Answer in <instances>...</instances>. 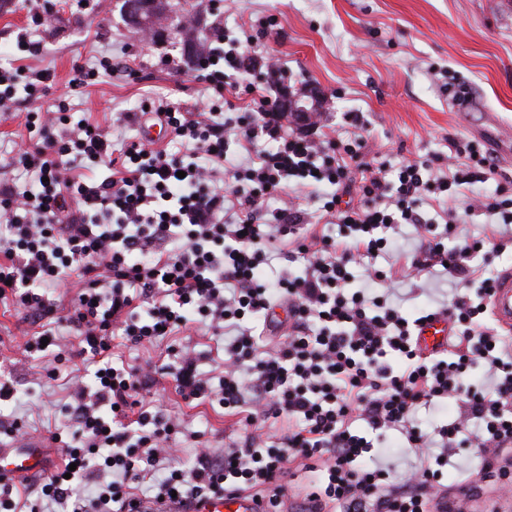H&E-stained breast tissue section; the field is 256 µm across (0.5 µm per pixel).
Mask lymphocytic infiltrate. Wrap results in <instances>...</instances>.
Wrapping results in <instances>:
<instances>
[{
  "instance_id": "1",
  "label": "lymphocytic infiltrate",
  "mask_w": 512,
  "mask_h": 512,
  "mask_svg": "<svg viewBox=\"0 0 512 512\" xmlns=\"http://www.w3.org/2000/svg\"><path fill=\"white\" fill-rule=\"evenodd\" d=\"M199 60L219 96L231 87L230 73L242 70L234 47L206 49ZM279 109V99L259 96L251 110L262 123L238 122L249 151L241 172L224 166L228 141L215 105L198 118L148 108L150 119L184 140L180 156L140 141L113 150L111 128L73 119L62 99L29 113L18 160L33 189L0 184V299L44 325L26 353L48 357L62 343V328L78 339L70 360L99 371L93 388L75 385L70 423L49 437L60 461L36 486L45 512H137L142 503L200 501L227 489L278 512L301 472L314 474L306 496L323 512H428L444 489V469L463 468L462 448L475 449L483 478L500 476L512 454V339L484 318L496 278L486 270L482 242L455 239L450 221L436 235L419 208L424 194L450 195L460 184L497 177V198H473L468 210L508 226L512 177L499 174L476 142L452 138L447 172L425 160L386 181L372 168L359 187L363 205L344 208L340 193L363 159L362 136L340 143L291 138L266 119ZM264 137L278 149L254 151ZM102 162L107 177L84 178L83 169ZM241 177L252 184L248 192L234 185ZM320 184L333 189L323 210L340 226L335 237L296 204ZM404 224L416 228L418 246L401 252L400 267L376 268L373 258ZM274 257L293 268L273 291L255 272ZM442 275L463 290L442 308L453 325L450 351L426 356L416 322L396 298L402 279ZM71 281L78 292L61 316L51 294ZM277 300L288 309V332L262 357V332L280 333L270 317ZM247 316L262 319V327L244 324ZM194 317L223 337L224 377L211 385L185 346L170 369L177 391L218 403L252 430L225 434L219 453L205 434H190L193 462L181 469L174 465L176 424L146 405L152 368L114 366L110 336L118 329L132 342L151 343ZM446 401L458 416L423 431L416 411ZM283 418L288 428L280 434L254 426ZM359 420L368 435L356 431ZM391 432L414 457L407 469L389 453Z\"/></svg>"
}]
</instances>
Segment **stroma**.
Returning a JSON list of instances; mask_svg holds the SVG:
<instances>
[{"instance_id": "1", "label": "stroma", "mask_w": 512, "mask_h": 512, "mask_svg": "<svg viewBox=\"0 0 512 512\" xmlns=\"http://www.w3.org/2000/svg\"><path fill=\"white\" fill-rule=\"evenodd\" d=\"M198 40H214L223 26L238 40L247 67L231 98L230 118L245 116L254 92L278 97L320 90L323 118L308 136L328 141L345 136V116L361 113L366 122V162L385 163L387 180L414 159L448 165L452 138L480 142L499 172L512 174L506 155L476 131L479 115L494 112L512 124V0H194ZM37 43L33 56L24 44ZM277 63L278 76L267 65ZM113 72H106V65ZM80 66L99 68L85 88L70 92L68 81ZM20 69L23 82L50 73L43 104L66 98L75 116L91 113L109 126L121 113L143 112L161 99L188 112L207 111L211 92L202 73L182 53V44L162 36L144 39L127 24L117 0H0V69ZM465 81L476 113L453 110L447 84ZM24 91L15 95V118L0 123V182L24 185L15 145L25 138V118L34 110ZM495 180L460 186L455 201L462 235L481 239L490 215L467 216V198L491 196ZM35 328L11 302H0V370L10 372L15 400L0 401V421L20 418L29 443L45 445L50 432L64 429L72 384H92L93 372L68 365L56 378L25 353ZM190 346L198 369L212 381L224 374V341L202 324L154 343L112 338L114 354L132 365L172 363L174 348ZM154 401L184 433L199 431L221 439L229 423L221 406L185 401L170 375L162 374Z\"/></svg>"}]
</instances>
